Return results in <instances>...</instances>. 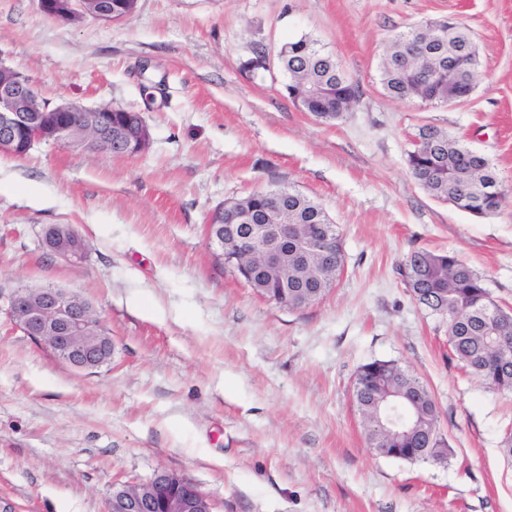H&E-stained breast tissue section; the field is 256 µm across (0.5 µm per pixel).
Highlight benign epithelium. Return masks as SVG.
Returning <instances> with one entry per match:
<instances>
[{"mask_svg": "<svg viewBox=\"0 0 512 512\" xmlns=\"http://www.w3.org/2000/svg\"><path fill=\"white\" fill-rule=\"evenodd\" d=\"M47 15L69 22L85 18L112 24L130 15L137 0H37ZM40 142H53L68 148L105 152L122 157L143 150L149 142L145 123L128 119L112 123V110L89 107L74 101H60L48 110L42 103L35 82L13 68L0 65V153L21 156ZM272 208L258 224H237L240 207L224 205L225 224L208 227V242L219 259L224 251L241 259L257 254L256 262L232 264L241 277L256 269L275 270L288 260L290 224L276 215L288 212L277 190L269 192ZM45 251L69 262L85 258L81 236L71 227L50 224L42 230ZM319 234H308L304 246L318 257L312 266L314 278L329 267L328 250ZM10 316L31 339L48 348L68 366L90 371L112 359V338L102 328L91 303L63 288L20 289L11 299ZM372 415L376 435L411 428L412 407L399 399L375 405ZM105 512H213L212 503L188 478L163 471L146 483L131 482L112 490Z\"/></svg>", "mask_w": 512, "mask_h": 512, "instance_id": "obj_1", "label": "benign epithelium"}]
</instances>
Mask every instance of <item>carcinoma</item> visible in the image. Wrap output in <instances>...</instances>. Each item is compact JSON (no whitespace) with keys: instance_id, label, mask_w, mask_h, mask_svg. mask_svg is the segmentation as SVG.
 <instances>
[{"instance_id":"cac0c4a2","label":"carcinoma","mask_w":512,"mask_h":512,"mask_svg":"<svg viewBox=\"0 0 512 512\" xmlns=\"http://www.w3.org/2000/svg\"><path fill=\"white\" fill-rule=\"evenodd\" d=\"M426 37L440 53L417 65L406 56L408 45ZM283 74L292 80L295 92L316 94L319 101L314 116L339 120L360 98L359 85L344 77L334 56L316 42L299 39L281 50ZM478 67L476 47L466 26L432 27L431 23L410 27L389 42L380 66V83L391 97L406 100L420 98L442 101L448 95H469L475 87ZM438 145L408 155L413 178L433 197H460L459 207L497 210L509 190L502 186L494 167L481 153L463 145L448 133L436 130ZM499 187L500 199L490 197L487 188ZM288 220L295 224L294 237L320 224L328 216L320 203L288 187ZM270 201L263 192L245 199L247 211L256 217L266 211ZM307 258L296 246H288V265L248 282L263 297L277 295L280 282L288 283V307H307L324 297L310 282ZM415 301L448 320V344L453 356L487 388L512 394V324L497 330L501 309L490 297L484 279L451 252L416 250L399 267ZM360 391L357 408L369 410L370 404L387 389H397L419 400L414 422L419 427L438 430L437 405L416 376L390 360H374L360 367L357 376ZM387 448H424V455H402L409 462L439 461L446 456L440 436L428 440L417 434L404 437L392 434Z\"/></svg>"}]
</instances>
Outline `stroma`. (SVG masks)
Segmentation results:
<instances>
[{"mask_svg": "<svg viewBox=\"0 0 512 512\" xmlns=\"http://www.w3.org/2000/svg\"><path fill=\"white\" fill-rule=\"evenodd\" d=\"M448 18L478 47L471 96L389 97L388 40ZM305 37L360 87L339 121L284 89L278 53ZM0 64L51 100L139 112L150 134L130 157L48 142L0 155V512H105L114 484L163 471L214 512H512V395L452 358L445 318L398 273L410 251L450 250L512 310V199L476 217L407 164L432 125L512 188V0H139L112 24L0 0ZM288 185L323 206L344 254L335 287L299 309L260 297L207 240L216 205ZM47 224L88 242L83 264L46 255ZM45 286L91 301L110 363L74 370L14 324L15 291ZM374 360L426 384L447 461L368 447L353 384Z\"/></svg>", "mask_w": 512, "mask_h": 512, "instance_id": "1", "label": "stroma"}]
</instances>
